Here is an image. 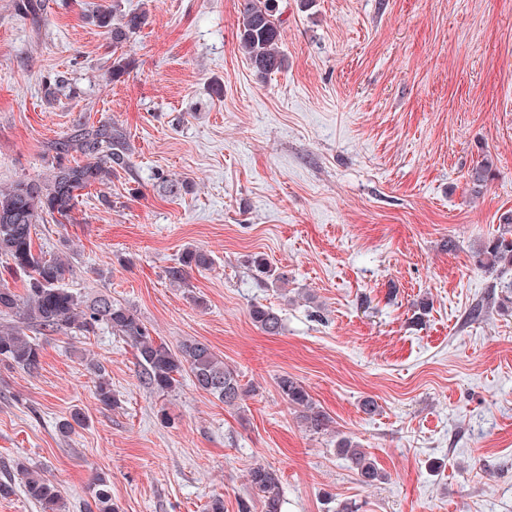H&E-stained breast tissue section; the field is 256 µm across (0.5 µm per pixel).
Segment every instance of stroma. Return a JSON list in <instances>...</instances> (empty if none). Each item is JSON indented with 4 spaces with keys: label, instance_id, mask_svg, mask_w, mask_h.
Instances as JSON below:
<instances>
[{
    "label": "stroma",
    "instance_id": "stroma-1",
    "mask_svg": "<svg viewBox=\"0 0 512 512\" xmlns=\"http://www.w3.org/2000/svg\"><path fill=\"white\" fill-rule=\"evenodd\" d=\"M15 2L0 0V187L48 175V144L77 122L123 131L129 169L83 190L75 223L38 224L39 241L65 250L74 291L131 305L170 345L209 344L251 394L231 409L185 376L162 396L108 329L37 335V374L0 364V480L13 477L0 512H40L20 463L70 512H87L99 473L119 512H206L217 497L263 512L258 463L280 477L282 512L329 498L512 512V313L489 302L512 275L472 259L512 212V0H280L288 66L265 77L238 46V0H119L147 19L118 80L112 37L88 19L105 0H44L36 24ZM189 246L214 263L179 288L167 272ZM254 254L287 284H259ZM254 303L279 311L281 335L254 326ZM91 360L118 406L98 401ZM284 374L328 431L298 421ZM76 410L85 425L61 435ZM342 436L382 480L359 482ZM277 384L281 395L295 413H298L300 421L308 431L320 433L325 430L328 422L326 414L299 380L289 375H282L278 377Z\"/></svg>",
    "mask_w": 512,
    "mask_h": 512
}]
</instances>
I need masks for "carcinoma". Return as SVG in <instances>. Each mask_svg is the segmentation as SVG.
Instances as JSON below:
<instances>
[{
    "label": "carcinoma",
    "instance_id": "carcinoma-1",
    "mask_svg": "<svg viewBox=\"0 0 512 512\" xmlns=\"http://www.w3.org/2000/svg\"><path fill=\"white\" fill-rule=\"evenodd\" d=\"M278 0H238L237 40L239 49L256 72L263 76L284 70L287 59L280 50L281 23L277 16ZM42 0H17L16 10L24 17L37 20L42 16ZM143 13H124L118 6L100 9L92 22L107 29L112 44L126 42L145 24ZM55 165L45 179L18 180L0 188V263L23 277V292L0 284V317L14 322L0 329V362L8 363L29 374L41 368V349L25 330L53 335L75 331L84 336L104 326L132 343L146 385L165 395L180 385V377L189 371L196 389L209 394L226 407H239L249 395L236 370L226 366L207 343L186 339L176 347L157 342L132 306L105 296L89 298L67 287L69 263L60 253H48L35 245L36 224L47 214L59 224H72L80 191L104 186L112 176L130 164V148L124 133L104 122L97 126L77 123L70 137L53 145ZM78 153L82 162L71 163L67 156ZM491 176V165L482 163L468 173L474 187L480 188ZM214 263L210 253L200 248H186L178 265L168 270L169 280L189 286L190 273L207 270ZM477 267L489 272L512 270V214L500 217L497 233L483 241L474 252ZM248 266L258 276L274 283L288 282V274L268 264L260 255L248 259ZM252 323L264 334L277 336L283 330L280 313L264 304L249 309ZM97 377L95 392L106 407L117 405L112 384L102 367L91 364ZM278 388L288 405L298 413L306 429L319 433L327 426L326 414L315 403L305 386L296 378L282 375ZM340 455L349 460L359 480L370 485L383 474L375 460L350 437L336 441ZM23 491L41 512H67L68 506L57 487L25 465L18 467ZM248 480L263 503L264 512H281V487L276 470L263 464L254 465ZM93 502L97 512H118L112 503L107 480L94 479Z\"/></svg>",
    "mask_w": 512,
    "mask_h": 512
}]
</instances>
